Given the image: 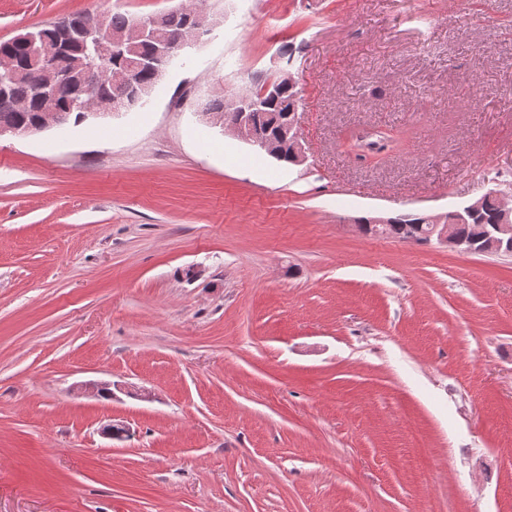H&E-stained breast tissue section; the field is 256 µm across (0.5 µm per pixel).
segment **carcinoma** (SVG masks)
Segmentation results:
<instances>
[{"label": "carcinoma", "mask_w": 512, "mask_h": 512, "mask_svg": "<svg viewBox=\"0 0 512 512\" xmlns=\"http://www.w3.org/2000/svg\"><path fill=\"white\" fill-rule=\"evenodd\" d=\"M92 19H94L92 14L68 17L37 29L35 34L42 35L46 43L66 44L64 52L51 56L34 55L28 45L16 37L0 42V56L14 60L16 69L20 72V75L13 80L10 96L0 99V126L25 128L38 120L42 106L28 79L33 68L43 77H50L61 71L66 72L73 83L80 84L84 81L83 65L93 62L101 69V78L95 87V96L101 100L112 97V80L116 72L128 66L127 59L94 62L88 59L85 43L70 31L73 24ZM99 22L104 27V32L112 34L123 31L131 23V19L120 12H110L99 14ZM299 101L300 96L296 86H284L277 96L266 100L261 110L254 113L255 122L260 124L267 138L280 152L279 161L287 164L292 163V144L286 136L288 115L298 111ZM356 141L357 147L363 152L379 154L393 149V136L381 130L372 133L366 139L360 134L356 137ZM500 210V201L495 196L490 194L484 196L477 211L465 214V222L459 227L460 233L478 244L481 243L485 236L484 225L498 222ZM426 231L427 225L422 223L421 215L404 214L395 218L390 224L387 237L406 243H424L428 241L424 236Z\"/></svg>", "instance_id": "carcinoma-1"}]
</instances>
